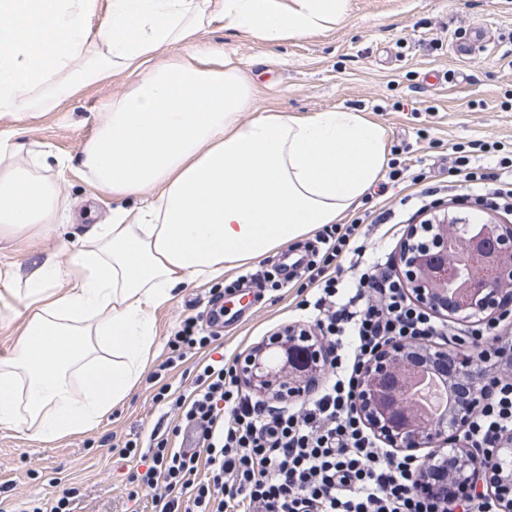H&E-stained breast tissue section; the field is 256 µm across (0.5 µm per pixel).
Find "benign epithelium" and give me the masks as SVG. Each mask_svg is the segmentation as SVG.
<instances>
[{
    "instance_id": "benign-epithelium-1",
    "label": "benign epithelium",
    "mask_w": 512,
    "mask_h": 512,
    "mask_svg": "<svg viewBox=\"0 0 512 512\" xmlns=\"http://www.w3.org/2000/svg\"><path fill=\"white\" fill-rule=\"evenodd\" d=\"M395 269L415 302L435 314L456 324L494 319L512 308V225L434 214L409 235ZM476 361L433 341L407 339L382 351L361 373L358 410L389 447L428 449L423 460L434 469L452 452L457 463L452 478L467 483L485 476L494 512H512V438L494 449L483 468L463 439L479 400L452 397L446 412L429 420L411 394L419 370L435 371L452 383L476 374ZM237 368L259 395L297 398L323 370L321 342L305 328L278 330L265 345L240 356Z\"/></svg>"
}]
</instances>
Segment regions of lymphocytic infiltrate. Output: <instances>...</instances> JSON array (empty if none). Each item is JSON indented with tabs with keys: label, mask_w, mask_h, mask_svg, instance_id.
Listing matches in <instances>:
<instances>
[{
	"label": "lymphocytic infiltrate",
	"mask_w": 512,
	"mask_h": 512,
	"mask_svg": "<svg viewBox=\"0 0 512 512\" xmlns=\"http://www.w3.org/2000/svg\"><path fill=\"white\" fill-rule=\"evenodd\" d=\"M448 159L441 179L425 167L409 173L390 163L391 181L407 179L418 190L401 198L399 208H377L375 223L401 224L408 211L447 201L512 210V153L476 139L453 145ZM366 221L362 214L347 224L324 225L302 272L308 293L298 307L320 330L331 369L321 390L301 403L277 406L243 392L235 368L213 359L183 394L170 398L166 373L219 339L217 310L186 317L167 341L168 357L151 374L159 384L154 403L168 404L178 424L118 449L130 464V497L150 491L154 512H491L473 483L443 504L435 483L422 482L420 458L383 448L356 410L361 372L379 349L448 333L447 323L408 295L388 258L367 259ZM348 267L357 274L347 280ZM458 334L493 344L483 354L481 405L465 432L480 457L512 436V375L497 371L512 362V330L499 318ZM186 427L195 430L197 450L179 441Z\"/></svg>",
	"instance_id": "obj_1"
}]
</instances>
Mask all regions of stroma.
<instances>
[{
	"label": "stroma",
	"instance_id": "35a3bbf8",
	"mask_svg": "<svg viewBox=\"0 0 512 512\" xmlns=\"http://www.w3.org/2000/svg\"><path fill=\"white\" fill-rule=\"evenodd\" d=\"M490 25L492 40L468 55L454 54L472 27ZM200 44L224 48L240 61L254 87L256 110L310 116L354 110L382 126L386 147L408 144L407 165L439 168L452 144L473 139L512 142V0H350L349 15L336 30L280 44L218 31ZM120 88L105 78L83 87L58 109L27 123L23 137L34 149L65 159L60 186L71 204L55 231L31 241H0V291L7 271L34 253L70 245L80 212L95 207L107 217L117 201L77 174L79 158L98 112ZM255 264L225 272L218 280L178 289L154 313L156 343L148 364L167 356L166 342L182 319L206 311L212 295ZM299 278L259 290V301L242 322L222 326L224 358L233 361L298 316ZM156 391L141 379L92 431L43 443L0 426V499L14 507L51 499L59 487L80 489L74 512H151L150 497L128 499V469L112 441L128 434L147 437L161 411Z\"/></svg>",
	"mask_w": 512,
	"mask_h": 512
}]
</instances>
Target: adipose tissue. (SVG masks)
Wrapping results in <instances>:
<instances>
[{
	"label": "adipose tissue",
	"mask_w": 512,
	"mask_h": 512,
	"mask_svg": "<svg viewBox=\"0 0 512 512\" xmlns=\"http://www.w3.org/2000/svg\"><path fill=\"white\" fill-rule=\"evenodd\" d=\"M349 0H0V238L48 234L67 209L21 122L105 76L81 177L113 197L109 222L11 274L24 327L0 362V425L41 442L92 431L141 380L153 314L175 288L223 277L338 223L387 164L386 133L360 113L261 112L223 30L275 44L336 29Z\"/></svg>",
	"instance_id": "obj_1"
}]
</instances>
